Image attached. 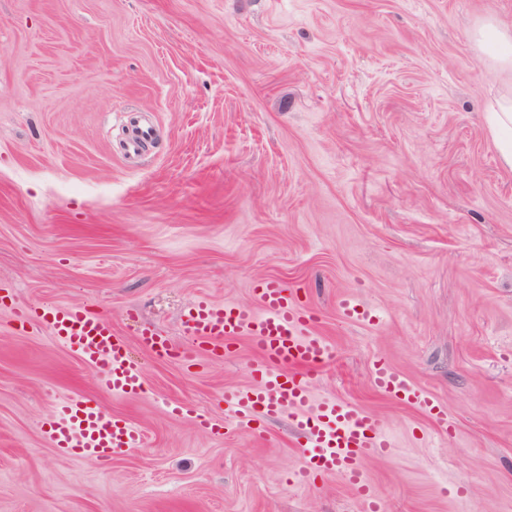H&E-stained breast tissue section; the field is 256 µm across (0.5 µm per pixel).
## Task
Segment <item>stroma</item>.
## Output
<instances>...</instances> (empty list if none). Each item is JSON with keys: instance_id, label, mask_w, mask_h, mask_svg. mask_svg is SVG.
<instances>
[{"instance_id": "35a3bbf8", "label": "stroma", "mask_w": 512, "mask_h": 512, "mask_svg": "<svg viewBox=\"0 0 512 512\" xmlns=\"http://www.w3.org/2000/svg\"><path fill=\"white\" fill-rule=\"evenodd\" d=\"M488 14L512 23V0H0V512H361L339 476L288 486V418L225 424L247 338L194 366L138 340L184 346L189 305H250L266 278L333 350L313 399L389 434L363 459L387 512H512V171L485 120L506 80L470 38ZM136 122L153 136L134 155ZM345 297L375 321L343 319ZM40 304L110 319L145 393L104 391L15 322ZM379 354L452 435L374 388ZM65 395L142 446L59 453L44 430Z\"/></svg>"}]
</instances>
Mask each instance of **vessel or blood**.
<instances>
[{"label": "vessel or blood", "instance_id": "b4317fda", "mask_svg": "<svg viewBox=\"0 0 512 512\" xmlns=\"http://www.w3.org/2000/svg\"><path fill=\"white\" fill-rule=\"evenodd\" d=\"M253 293L257 307L220 305L202 299L189 308L182 322L191 342L185 356L205 348L233 356L236 339L248 337L258 360L253 382L228 390L224 403L233 421L247 423L263 416L291 417L302 431L311 453L290 477L291 483L313 485L331 474L341 476L354 492L363 512H382L362 466L365 454L386 453L390 443L376 416L337 398H312V380L332 358L327 340L317 330V318L306 309L297 291L280 280L259 282ZM35 319L52 336L95 371L106 391L135 396L145 390L144 379L132 362L125 342L111 321L90 307L41 306L21 313ZM378 392L426 414L441 432H448V414L436 399L395 369L384 356L372 363ZM46 434L61 453L90 457L107 464L140 447L142 433L134 424L113 418L97 403L79 396L61 398Z\"/></svg>", "mask_w": 512, "mask_h": 512}]
</instances>
